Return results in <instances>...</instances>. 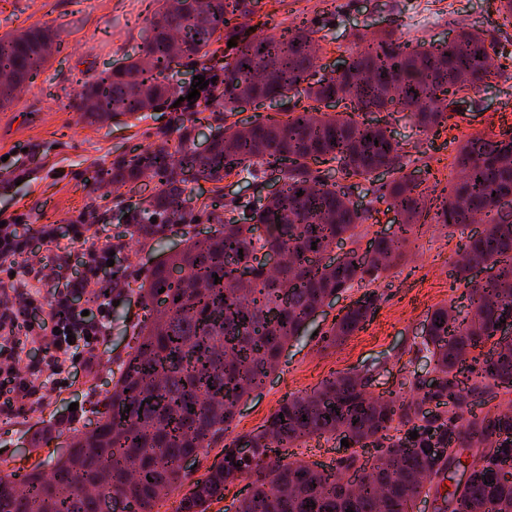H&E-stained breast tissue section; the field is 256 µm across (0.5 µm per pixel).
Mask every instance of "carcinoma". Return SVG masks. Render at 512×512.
Listing matches in <instances>:
<instances>
[{
  "label": "carcinoma",
  "instance_id": "carcinoma-1",
  "mask_svg": "<svg viewBox=\"0 0 512 512\" xmlns=\"http://www.w3.org/2000/svg\"><path fill=\"white\" fill-rule=\"evenodd\" d=\"M156 2L146 27L153 37L142 53L83 83L73 108L85 121L98 124L109 112L138 120L146 112H184L200 101L217 112H232L243 100L297 97L309 105L285 120L257 119L242 129L218 125L204 153L195 147L188 117L173 145L112 163L114 182L158 180L157 191L126 220L132 233L150 239L191 223L190 183L241 173L256 178L278 162L285 166L275 199L246 202L235 220L213 215L211 235L186 240L146 275L138 287L146 314L112 391L97 401L95 426L67 437L72 451L51 472L38 465L27 473L25 493H15L0 469V512H157L159 501L183 484V461L224 438L239 403L269 376L316 308L330 295L368 286L403 259L426 199L420 182L405 172L403 146L366 115L406 112L427 134L464 103L459 93L479 90L492 76L487 35L478 29H462L437 48H414L394 28L356 32L348 65L326 76L315 64L317 30L243 32L238 20L256 15L260 0ZM57 37L49 27L0 37V72L33 79L47 62L39 47ZM176 39L182 56L209 81L192 100L185 99L190 90L169 77ZM231 39L238 43L233 61L215 60L212 46ZM345 101L348 112L322 111ZM317 163L335 164L346 179L369 180L386 170L392 175L386 192L408 223L390 237H375L364 253L349 250L339 265L327 261L336 244L361 238L370 208L355 206L348 191L312 168ZM453 165L458 184L435 212L437 223L465 227L483 215L489 224L468 237L455 270L454 280L467 288V315L444 304L427 319L422 346L439 387L427 391L412 379L410 397L376 399L363 377L348 372L291 394L243 436L252 456L224 449V459L193 483L177 512H207L245 477L250 489L236 512H414L422 493L433 495L435 512H512V483L482 467L463 489L449 491L434 481L445 477L447 462L428 451L435 440L471 461L487 447L512 458L511 413L467 418L460 404L445 401L450 391L460 400L512 387V336L501 334L512 327V217L502 213L512 202V135L467 138ZM267 250L288 253L275 275L256 264ZM477 269L492 275L476 283ZM174 271L185 279L173 278ZM374 312L366 292L334 321L328 341L355 334ZM314 437L348 440L349 468L359 448L384 439L389 451L368 467L356 466L361 474L352 479L277 452Z\"/></svg>",
  "mask_w": 512,
  "mask_h": 512
}]
</instances>
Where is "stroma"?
Wrapping results in <instances>:
<instances>
[{
  "label": "stroma",
  "instance_id": "obj_1",
  "mask_svg": "<svg viewBox=\"0 0 512 512\" xmlns=\"http://www.w3.org/2000/svg\"><path fill=\"white\" fill-rule=\"evenodd\" d=\"M497 4L498 0H261V15L280 29L304 16L315 19L321 37L316 66L327 74L350 62L355 31L395 27L411 43L441 45L452 40L461 27L485 30L496 50V77L429 139L416 135L405 114L371 115L402 143L407 171L417 173L426 186L449 189L457 180L453 158L463 140L512 133V25H501ZM154 9L153 0H0V35L46 25L56 29L61 39L34 81L19 86L14 101L0 107V214L20 212L29 221L28 246L15 261L21 266L57 262L64 267L62 274L48 275L44 293L66 288L86 272L83 250L70 235L77 218L92 224L100 242L111 243L115 252L113 266L98 271L99 280L105 283L110 276L121 275L132 281L145 277L160 259L180 251L188 238L209 235L214 229L210 211L227 214L234 206L267 197L276 189L268 178L255 180L244 174L229 176L218 187L201 180L192 184L186 196L192 223L169 228L159 241L130 235L126 212L154 194L157 182L146 178L120 186L104 171L117 158L174 140L177 115L149 112L139 121L121 117L91 125L80 119L70 103L84 81L126 55L138 53ZM421 12L433 14L435 25H416L414 18ZM294 109V103L279 102L242 106L224 114L200 111L196 146L206 149L210 131L218 124L242 125L259 114L281 119ZM384 182L381 176L360 179L351 190L354 202L371 209L356 245L358 251H366L377 234L394 228L390 200L380 190ZM422 222L424 228L409 245L405 260L371 284L377 298L375 316L355 335L332 345L325 337L337 315L363 291L351 288L320 308L300 336L285 347L264 384L241 402L223 446L258 429L286 396L313 390L334 373H370L369 393L397 400L408 394L412 376L433 370V363L417 351L426 319L434 307L448 302L458 311H468L465 288L453 282L450 270L462 257L467 238L482 232L487 219L479 217L463 229L436 223L430 215ZM45 224L56 231L57 242L50 247L40 238L39 230ZM143 317L135 292L125 291L112 309L111 330L93 371H85L74 361L64 363L69 377L64 388L56 386L52 372H44L36 381L43 393L39 404L0 414V458L6 462L5 473L23 475L36 464L46 470L52 467L59 446L43 444L47 426L94 427L97 417L90 413V404L111 389L112 373L126 359L134 343V327ZM223 446L210 448L186 466L188 482H195L221 462Z\"/></svg>",
  "mask_w": 512,
  "mask_h": 512
}]
</instances>
